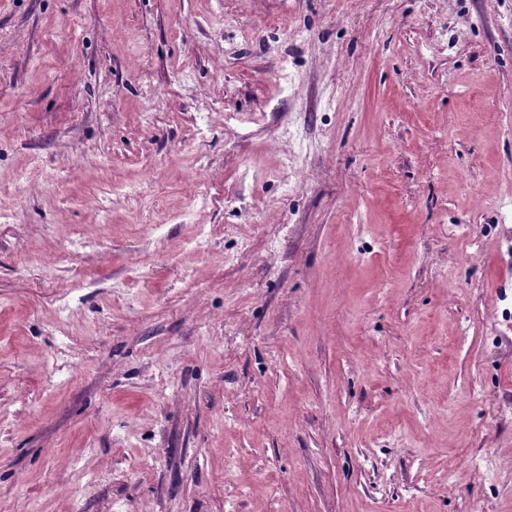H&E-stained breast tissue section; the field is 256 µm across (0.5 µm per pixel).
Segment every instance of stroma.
Masks as SVG:
<instances>
[{"mask_svg":"<svg viewBox=\"0 0 512 512\" xmlns=\"http://www.w3.org/2000/svg\"><path fill=\"white\" fill-rule=\"evenodd\" d=\"M0 512H512V0H0Z\"/></svg>","mask_w":512,"mask_h":512,"instance_id":"obj_1","label":"stroma"}]
</instances>
